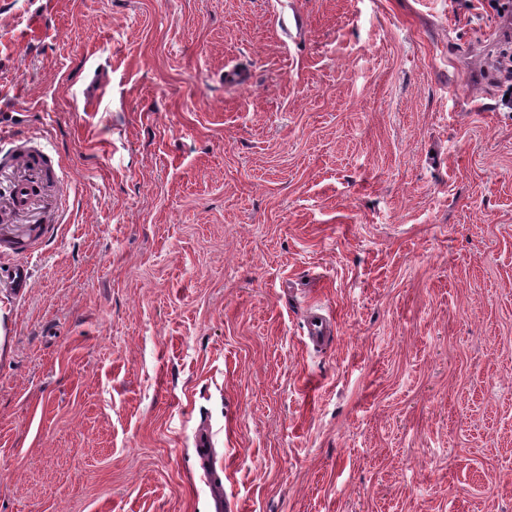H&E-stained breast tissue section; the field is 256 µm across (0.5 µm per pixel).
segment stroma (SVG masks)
Here are the masks:
<instances>
[{
	"mask_svg": "<svg viewBox=\"0 0 512 512\" xmlns=\"http://www.w3.org/2000/svg\"><path fill=\"white\" fill-rule=\"evenodd\" d=\"M496 20L0 0V130L68 189L24 250L0 226V512H213L203 430L237 512H512Z\"/></svg>",
	"mask_w": 512,
	"mask_h": 512,
	"instance_id": "1",
	"label": "stroma"
}]
</instances>
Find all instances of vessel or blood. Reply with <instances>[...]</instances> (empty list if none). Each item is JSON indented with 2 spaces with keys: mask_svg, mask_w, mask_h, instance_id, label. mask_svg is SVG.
Masks as SVG:
<instances>
[{
  "mask_svg": "<svg viewBox=\"0 0 512 512\" xmlns=\"http://www.w3.org/2000/svg\"><path fill=\"white\" fill-rule=\"evenodd\" d=\"M60 161L37 137L15 135L0 146V224L36 229L58 212L65 187L54 172Z\"/></svg>",
  "mask_w": 512,
  "mask_h": 512,
  "instance_id": "1",
  "label": "vessel or blood"
}]
</instances>
